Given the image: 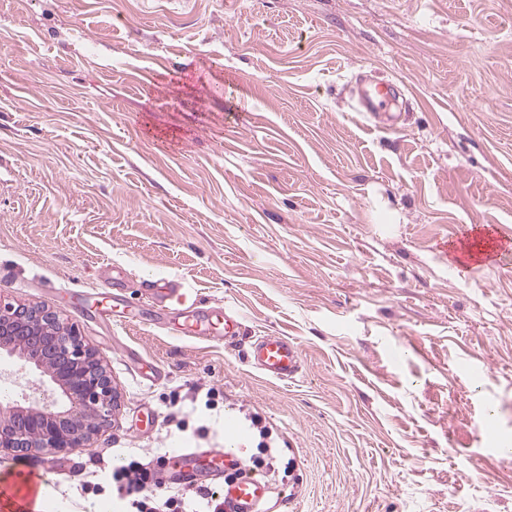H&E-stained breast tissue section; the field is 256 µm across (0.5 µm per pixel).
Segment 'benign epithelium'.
<instances>
[{
  "mask_svg": "<svg viewBox=\"0 0 512 512\" xmlns=\"http://www.w3.org/2000/svg\"><path fill=\"white\" fill-rule=\"evenodd\" d=\"M31 355L45 369L52 399L0 418V456L34 448L63 453L86 445L117 408V391L96 353L60 313L0 299V351Z\"/></svg>",
  "mask_w": 512,
  "mask_h": 512,
  "instance_id": "obj_1",
  "label": "benign epithelium"
}]
</instances>
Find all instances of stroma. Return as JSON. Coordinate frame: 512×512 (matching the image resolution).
<instances>
[{
  "label": "stroma",
  "instance_id": "35a3bbf8",
  "mask_svg": "<svg viewBox=\"0 0 512 512\" xmlns=\"http://www.w3.org/2000/svg\"><path fill=\"white\" fill-rule=\"evenodd\" d=\"M362 82L400 86L395 126L353 111ZM469 225L512 237V0H0V298L62 311L120 396L86 446L0 479L121 512L113 467L168 476L254 408L297 461L274 512H512V255L448 259ZM156 280L240 336L155 321ZM264 334L302 375L248 367ZM0 368L35 386L0 409L41 402L46 376ZM242 325V316L237 311L214 310L208 319V329L194 332L192 338L208 342H219L233 339ZM246 362L262 375L280 381L293 380L303 371L298 345L285 336H258L245 354ZM171 460L179 464V472L184 479H193L199 473L195 452L187 448H172L167 452Z\"/></svg>",
  "mask_w": 512,
  "mask_h": 512
}]
</instances>
